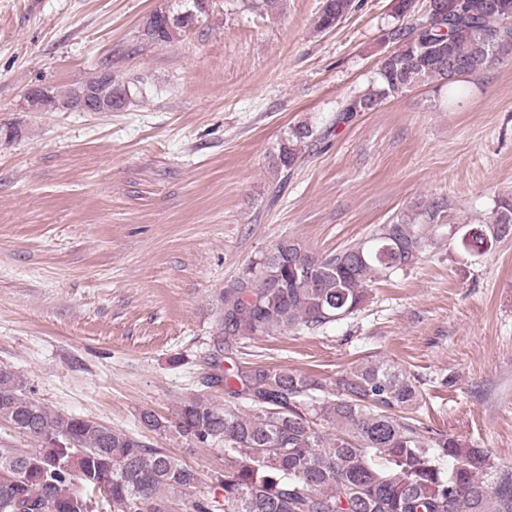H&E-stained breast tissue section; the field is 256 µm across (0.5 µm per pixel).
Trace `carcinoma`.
Wrapping results in <instances>:
<instances>
[{
  "instance_id": "carcinoma-1",
  "label": "carcinoma",
  "mask_w": 512,
  "mask_h": 512,
  "mask_svg": "<svg viewBox=\"0 0 512 512\" xmlns=\"http://www.w3.org/2000/svg\"><path fill=\"white\" fill-rule=\"evenodd\" d=\"M462 0L444 22L430 15L396 26L397 48L382 60L377 78L343 104L336 120L372 112L421 85L459 95L456 82L512 54V0ZM180 12L155 11L143 35L172 42L199 18L197 0ZM354 0H322L318 32L334 30ZM447 41L461 64L436 59ZM108 71L51 92L33 91L44 112L75 109L78 93L99 88ZM318 140L301 122L271 155L272 179L287 181ZM440 206L380 224L365 240L314 255L292 238L279 241L218 296L215 353L282 331L317 332L358 312L367 286L412 266L424 252L423 226ZM470 251H487L512 236V199L499 201L482 224L455 230ZM224 386V404L203 392L180 402L176 432L196 444L224 445L222 499L185 500L197 473L141 436L101 422L61 416L41 405L24 379L0 365V421L27 437L31 448L0 446V512H90L95 495L112 512H512V466L485 448L434 429L418 416L420 381L396 364L367 360L329 390L311 375L270 365L236 364L209 378ZM327 424L334 432L320 430Z\"/></svg>"
}]
</instances>
